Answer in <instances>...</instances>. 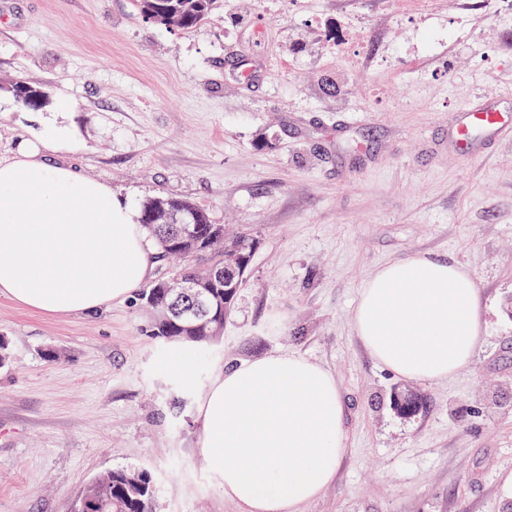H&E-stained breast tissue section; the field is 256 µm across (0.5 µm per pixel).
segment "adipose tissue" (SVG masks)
I'll return each instance as SVG.
<instances>
[{
    "label": "adipose tissue",
    "instance_id": "adipose-tissue-1",
    "mask_svg": "<svg viewBox=\"0 0 512 512\" xmlns=\"http://www.w3.org/2000/svg\"><path fill=\"white\" fill-rule=\"evenodd\" d=\"M49 122L0 159V294L49 314H83L133 296L154 271L138 210L75 165ZM357 336L390 372L442 381L482 341L479 290L463 266L423 257L389 262L364 283ZM198 444L239 512H298L336 476L346 451L334 375L276 354L227 370L198 409Z\"/></svg>",
    "mask_w": 512,
    "mask_h": 512
}]
</instances>
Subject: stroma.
<instances>
[{
	"label": "stroma",
	"instance_id": "obj_1",
	"mask_svg": "<svg viewBox=\"0 0 512 512\" xmlns=\"http://www.w3.org/2000/svg\"><path fill=\"white\" fill-rule=\"evenodd\" d=\"M464 4L226 0L186 32L131 0H0L1 157L54 120L88 178L260 239L188 382L138 299L59 316L0 295V512H71L126 468L151 473L154 512H238L198 407L227 364L278 353L328 369L344 405L336 477L300 512H512V138L455 145L460 106L512 99V0ZM19 81L48 89L41 113L7 92ZM410 257L467 268L485 310L473 361L443 381L406 382L352 327L364 281ZM404 386L410 416L393 407Z\"/></svg>",
	"mask_w": 512,
	"mask_h": 512
}]
</instances>
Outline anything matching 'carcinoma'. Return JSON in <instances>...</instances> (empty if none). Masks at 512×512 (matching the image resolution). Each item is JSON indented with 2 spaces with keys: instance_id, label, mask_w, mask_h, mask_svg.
<instances>
[{
  "instance_id": "1",
  "label": "carcinoma",
  "mask_w": 512,
  "mask_h": 512,
  "mask_svg": "<svg viewBox=\"0 0 512 512\" xmlns=\"http://www.w3.org/2000/svg\"><path fill=\"white\" fill-rule=\"evenodd\" d=\"M135 15L145 22L183 31L196 30L224 8V0H132ZM8 91L30 109L49 101L48 92L25 82ZM141 222L157 248V259L174 261L167 275L140 294V304L149 313L143 332L165 346H184L201 353L205 345L220 337L224 320L233 308L237 290L245 282L258 236L247 228L228 230L192 202L162 196L141 205ZM231 263L232 282L224 283L216 272ZM196 283L200 295L172 302L162 288L170 279ZM402 413L416 411L418 394L403 388L393 395ZM155 487L143 469H117L89 483L81 498L93 501V512H152Z\"/></svg>"
}]
</instances>
